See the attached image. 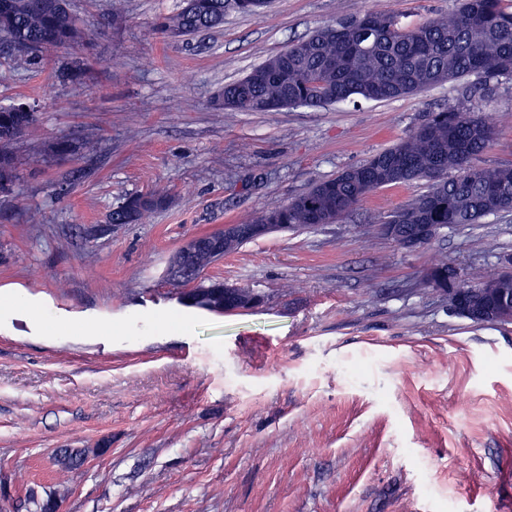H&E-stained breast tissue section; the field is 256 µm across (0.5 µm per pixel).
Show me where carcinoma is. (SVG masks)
I'll return each mask as SVG.
<instances>
[{"mask_svg":"<svg viewBox=\"0 0 512 512\" xmlns=\"http://www.w3.org/2000/svg\"><path fill=\"white\" fill-rule=\"evenodd\" d=\"M44 0H11L12 45L41 52L77 37L71 15L50 12ZM269 0H198V8H181L160 16L157 34L174 39L216 28L229 11L260 16ZM475 77L480 89L492 81L512 80V0H462L451 18L427 17L405 24L396 14L371 10L324 25L253 67L244 77L224 85L221 106L236 112H277L287 107L323 108L332 104L387 101L420 94L436 85ZM34 113L0 107V183H12V157L1 150L33 122ZM494 128L477 111L448 103L428 113L412 133L367 160L345 167L335 177L320 180L282 206L255 214L251 224H286L305 229L334 224L375 191L427 183V190L385 217L402 244L419 224L443 231L476 224L482 218L512 211V163L479 166L473 160L494 140ZM168 201L163 192L134 195L110 215L113 224H135ZM170 280L193 285L181 293L188 305L222 313L241 308L248 288L224 295V283L200 279L197 270L208 263L203 255L179 257ZM469 284L446 262L427 269L422 283L467 304L491 309L482 322L506 324L496 313L500 294L512 292V272L478 275ZM56 463L70 470L82 466L86 451L58 448ZM34 512H57V495L27 492Z\"/></svg>","mask_w":512,"mask_h":512,"instance_id":"cac0c4a2","label":"carcinoma"}]
</instances>
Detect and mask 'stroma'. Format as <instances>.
<instances>
[{
  "mask_svg": "<svg viewBox=\"0 0 512 512\" xmlns=\"http://www.w3.org/2000/svg\"><path fill=\"white\" fill-rule=\"evenodd\" d=\"M457 6L271 0L166 41L153 22L180 0H71L78 39L38 63L0 34V106L35 115L0 192V467L14 486L56 492L60 512H512V325L473 323L420 283L443 261L501 270L512 212L407 250L381 222L425 184L380 189L338 223L225 255L208 277L261 297L230 314L182 304L165 277L186 239L286 203L450 102L495 128L480 165L512 162V81L319 110L219 103L324 24ZM160 188L170 201L145 222L109 223ZM59 448L89 456L65 470Z\"/></svg>",
  "mask_w": 512,
  "mask_h": 512,
  "instance_id": "1",
  "label": "stroma"
}]
</instances>
